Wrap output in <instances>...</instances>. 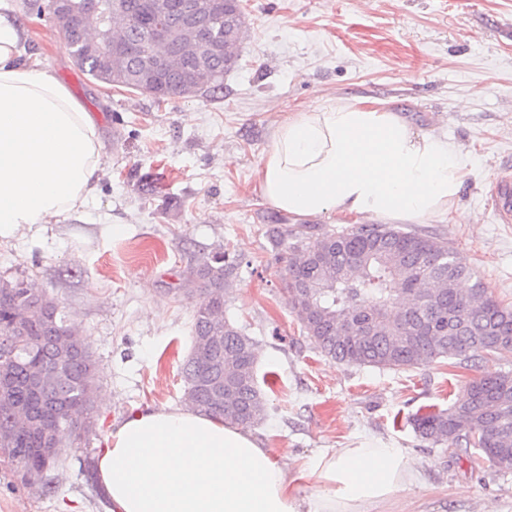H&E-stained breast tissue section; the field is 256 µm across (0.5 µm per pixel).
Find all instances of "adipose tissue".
<instances>
[{
    "label": "adipose tissue",
    "instance_id": "1",
    "mask_svg": "<svg viewBox=\"0 0 512 512\" xmlns=\"http://www.w3.org/2000/svg\"><path fill=\"white\" fill-rule=\"evenodd\" d=\"M22 36L0 12V239L82 210L102 157L92 114L39 62H22ZM256 174L263 199L299 219L462 220L459 151L366 102L289 114ZM96 474L108 512H364L419 480L387 446L325 452L292 472L249 430L179 407L134 412L109 431ZM303 480L315 492L299 495Z\"/></svg>",
    "mask_w": 512,
    "mask_h": 512
}]
</instances>
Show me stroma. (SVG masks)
Wrapping results in <instances>:
<instances>
[{
	"label": "stroma",
	"instance_id": "stroma-1",
	"mask_svg": "<svg viewBox=\"0 0 512 512\" xmlns=\"http://www.w3.org/2000/svg\"><path fill=\"white\" fill-rule=\"evenodd\" d=\"M0 0L37 60L91 112L102 166L87 206L0 241V278L35 283L62 307L96 364L91 426L69 433L50 488L0 464V512H106L97 454L112 425L184 406L183 364L203 294L187 281L204 257L239 258L225 314L257 342L268 410L251 425L289 470L319 452L370 442L402 449L419 485L373 512H512V470L475 448L422 439L417 417L447 409L477 375L512 357L438 359L379 369L322 356L288 304L287 252L254 170L277 122L332 98L366 99L461 153L456 200L469 223L435 216L413 232L443 240L488 294L512 307V223L490 191L512 179V0H242L237 68L215 96L156 102L90 80L49 18ZM154 185L152 193L142 183Z\"/></svg>",
	"mask_w": 512,
	"mask_h": 512
}]
</instances>
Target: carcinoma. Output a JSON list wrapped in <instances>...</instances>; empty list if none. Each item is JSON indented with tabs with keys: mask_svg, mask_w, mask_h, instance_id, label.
<instances>
[{
	"mask_svg": "<svg viewBox=\"0 0 512 512\" xmlns=\"http://www.w3.org/2000/svg\"><path fill=\"white\" fill-rule=\"evenodd\" d=\"M123 2L127 8L112 14L108 28L83 14L81 0H48L45 5L28 0L26 8L38 19L49 11L57 26L62 13L69 15L75 37L68 49L95 81L112 83V74L102 71L99 59L84 53V45L99 43L123 69L140 67L146 58L166 60L167 66L151 79L152 96L159 101L186 94L181 76L188 71L195 73L194 93L213 96L224 89V74L238 61L237 44L224 36V20L230 12L244 16L241 0H209V23L199 33L169 18L174 31L169 43L148 37L147 23L155 17L157 0ZM209 41L223 45L200 69L197 56L206 52ZM267 235L289 252L284 285L288 303L306 336L327 358L402 369L441 358L467 361L488 352L512 355V345L496 341L502 326L512 327V308L489 296L446 242L378 224L316 234L276 219L267 226ZM238 266L237 259L216 253L190 270L205 295L194 314L192 336H221L223 342L201 354L191 347L183 378L190 406L244 426L263 419L266 404L256 378V342L224 316V293ZM463 280L473 281L464 292L457 288ZM49 308L55 312L58 333L81 353L64 366L55 384L35 391L30 370L53 361L54 337L47 335L44 320ZM0 336H14L21 343L14 355L0 354V383L8 390L7 399H0V436L9 437L0 443V462L23 475L48 470L61 462V453L46 459L36 450L37 419L54 416L57 432L88 428L96 399L89 345L67 324L57 301L42 297V289L24 280H6L0 287ZM414 426L427 441L477 448L491 465L512 470V375L471 380L461 399L416 419Z\"/></svg>",
	"mask_w": 512,
	"mask_h": 512,
	"instance_id": "obj_1",
	"label": "carcinoma"
}]
</instances>
